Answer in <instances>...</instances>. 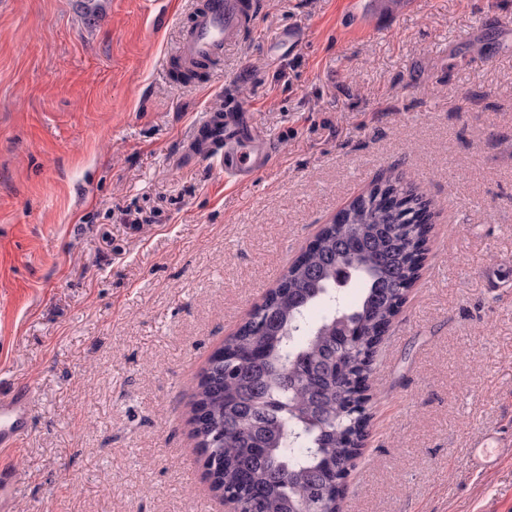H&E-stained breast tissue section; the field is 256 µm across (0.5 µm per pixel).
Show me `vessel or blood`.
<instances>
[{"label": "vessel or blood", "instance_id": "b4317fda", "mask_svg": "<svg viewBox=\"0 0 512 512\" xmlns=\"http://www.w3.org/2000/svg\"><path fill=\"white\" fill-rule=\"evenodd\" d=\"M262 0H201L188 35L177 53L186 65L219 56L225 44L236 39L262 11ZM189 151L201 158H217L226 177L235 183L252 182L272 160V142L258 138L236 114L235 103H228L224 115H213L202 122L188 143ZM29 386L0 393V512L14 497L11 467L2 454L16 451L28 431ZM512 458V450L492 452L475 449L471 466L486 469Z\"/></svg>", "mask_w": 512, "mask_h": 512}]
</instances>
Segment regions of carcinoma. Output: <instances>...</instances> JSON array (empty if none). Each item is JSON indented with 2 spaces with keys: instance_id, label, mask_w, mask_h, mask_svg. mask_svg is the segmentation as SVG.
<instances>
[{
  "instance_id": "carcinoma-1",
  "label": "carcinoma",
  "mask_w": 512,
  "mask_h": 512,
  "mask_svg": "<svg viewBox=\"0 0 512 512\" xmlns=\"http://www.w3.org/2000/svg\"><path fill=\"white\" fill-rule=\"evenodd\" d=\"M431 218V201L400 177L374 182L209 357L191 424L212 490L243 512H341L368 437L378 330L419 277ZM353 280L361 295L346 306L336 288Z\"/></svg>"
}]
</instances>
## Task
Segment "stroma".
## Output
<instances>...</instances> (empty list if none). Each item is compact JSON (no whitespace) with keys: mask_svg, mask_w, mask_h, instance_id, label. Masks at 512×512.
<instances>
[{"mask_svg":"<svg viewBox=\"0 0 512 512\" xmlns=\"http://www.w3.org/2000/svg\"><path fill=\"white\" fill-rule=\"evenodd\" d=\"M199 0H0V388L30 385L11 512H224L198 376L323 224L394 173L435 206L342 512H512V0H263L176 79ZM301 31L279 45L277 33ZM243 105L249 184L186 149ZM143 223H134V216ZM511 458L512 450L510 448H499L498 451L493 453L492 451H489L488 448H484L483 444L478 443L470 464L474 469L483 470L488 469L491 466V463L498 464L502 460Z\"/></svg>","mask_w":512,"mask_h":512,"instance_id":"stroma-1","label":"stroma"}]
</instances>
